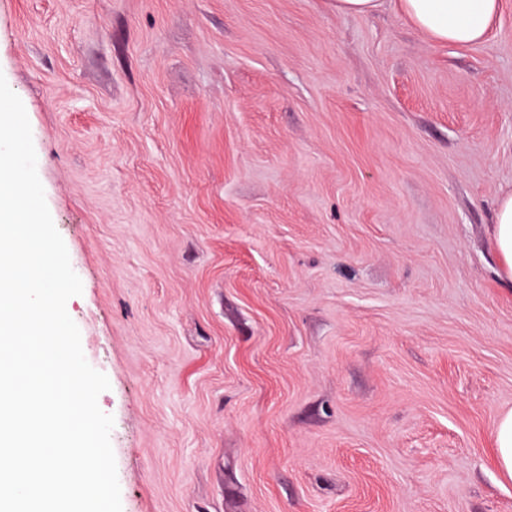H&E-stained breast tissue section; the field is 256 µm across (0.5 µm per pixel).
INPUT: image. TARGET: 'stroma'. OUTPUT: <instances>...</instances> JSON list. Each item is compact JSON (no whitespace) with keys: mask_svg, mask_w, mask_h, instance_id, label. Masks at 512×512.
Instances as JSON below:
<instances>
[{"mask_svg":"<svg viewBox=\"0 0 512 512\" xmlns=\"http://www.w3.org/2000/svg\"><path fill=\"white\" fill-rule=\"evenodd\" d=\"M122 512H512V0H0ZM330 7L339 14L366 16L374 13L382 0H328ZM420 33L441 43L467 46L483 41L502 0H397ZM494 240L500 254V277L512 287V192L500 198ZM495 455L501 472L512 479V411L504 414L495 431Z\"/></svg>","mask_w":512,"mask_h":512,"instance_id":"1","label":"stroma"}]
</instances>
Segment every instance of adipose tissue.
<instances>
[{
  "label": "adipose tissue",
  "instance_id": "1",
  "mask_svg": "<svg viewBox=\"0 0 512 512\" xmlns=\"http://www.w3.org/2000/svg\"><path fill=\"white\" fill-rule=\"evenodd\" d=\"M397 5L420 33L441 43L467 46L483 41L502 0H397ZM494 240L500 277L512 286V192L499 201Z\"/></svg>",
  "mask_w": 512,
  "mask_h": 512
}]
</instances>
